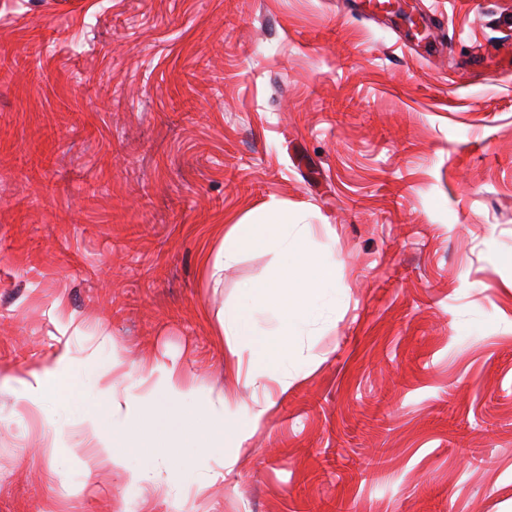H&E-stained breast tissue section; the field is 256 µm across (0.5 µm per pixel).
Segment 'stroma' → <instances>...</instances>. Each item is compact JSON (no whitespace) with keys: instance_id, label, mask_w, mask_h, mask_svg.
I'll return each instance as SVG.
<instances>
[{"instance_id":"1","label":"stroma","mask_w":512,"mask_h":512,"mask_svg":"<svg viewBox=\"0 0 512 512\" xmlns=\"http://www.w3.org/2000/svg\"><path fill=\"white\" fill-rule=\"evenodd\" d=\"M0 0V512H512V0ZM287 207L336 286L287 393L220 327L224 227ZM177 361L248 421L230 468L100 464L87 362ZM64 442H56L57 428ZM71 362L68 351L64 349L53 362L40 370L27 373L24 378L11 375H0L3 387H10L12 382L18 383L23 390V398L33 406H39L52 393V386L57 379L69 373ZM3 379V380H2Z\"/></svg>"}]
</instances>
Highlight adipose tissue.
<instances>
[{"instance_id":"adipose-tissue-1","label":"adipose tissue","mask_w":512,"mask_h":512,"mask_svg":"<svg viewBox=\"0 0 512 512\" xmlns=\"http://www.w3.org/2000/svg\"><path fill=\"white\" fill-rule=\"evenodd\" d=\"M309 234V225L293 223L287 210L272 207L259 219L231 225L214 256L212 276L216 279L245 251H270L277 258L272 273L247 283L243 301L225 310L220 319L225 336L234 341L235 351L255 350L259 363L248 374L253 384L273 379L280 389H288L287 367L294 352L297 325L313 315L316 299L336 285L330 262L307 248ZM70 369V358L63 352L51 364L30 371L20 380L4 376L0 385L19 382L25 400L37 406ZM112 369L134 380L135 386L119 393L111 378L94 374L105 406L86 416L82 429L88 443L100 449L112 466L120 467L128 449L137 447L146 429L156 426L160 418L171 416L186 401L196 399L197 394L188 388L183 370L174 362L144 363L134 370L125 368L116 358ZM275 405V400L269 398L256 406L245 427L238 420L237 410L220 394L207 399L205 409L197 415L180 418L179 426L193 447L230 467L236 459L229 456V449H242L250 428L259 427Z\"/></svg>"}]
</instances>
